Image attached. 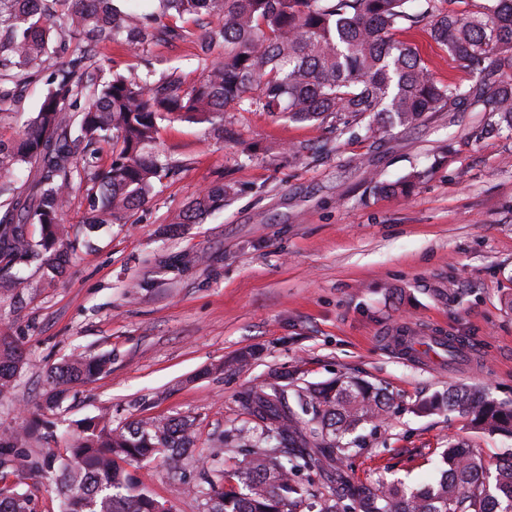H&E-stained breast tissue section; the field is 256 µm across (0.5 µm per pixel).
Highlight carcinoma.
<instances>
[{
    "label": "carcinoma",
    "mask_w": 512,
    "mask_h": 512,
    "mask_svg": "<svg viewBox=\"0 0 512 512\" xmlns=\"http://www.w3.org/2000/svg\"><path fill=\"white\" fill-rule=\"evenodd\" d=\"M0 0V104L20 101L22 88L57 52L60 68L20 137L0 142V176L36 168L25 195L0 181L9 200L0 217V291L20 299V271L38 262L59 274L72 248L62 224L75 177L91 183V208L84 224L92 232L116 224L140 206L176 165L156 149L160 123L175 117L224 130V112H286L297 122L336 119L342 129L364 123L365 137L408 128L428 113L469 104L496 117L479 131L489 138L512 132V0H483L476 11L451 8L457 0H155L144 12L139 0L123 10L110 0ZM171 24L156 27L157 18ZM429 25L433 41L461 61L471 84L434 79L412 45L393 32ZM206 25L200 50L220 49V60L188 85L173 72L158 81L150 75L113 74L98 81L88 62L97 44L122 41L133 50L170 42L188 33V24ZM85 153L74 161L73 146ZM107 144L111 163L97 164ZM424 177L412 171L379 193L406 192ZM231 185L216 184L184 213L191 223L224 198ZM39 226L33 239L28 225ZM23 361L13 337L0 335V393L8 390ZM105 357H73L51 368L43 408L54 411L70 387L102 373ZM241 402L251 424L224 436L233 453L229 479L202 473L188 491L203 498L204 512H512V452L495 463L486 484L485 460L458 443L441 452L446 469L433 485L407 490L394 483L359 484L347 471L360 449L354 432L390 412L392 398L353 378L291 387L278 382L246 390ZM430 412L460 410L487 435L512 437V407L471 389L434 396ZM196 440L188 417L112 426L106 415L76 422L66 452L32 455L15 437L0 436V512H38L34 495L21 488L26 472H38L59 491L60 512H167L164 503L140 488L128 469L159 452L173 473L183 470ZM318 475L317 485L311 475Z\"/></svg>",
    "instance_id": "1"
}]
</instances>
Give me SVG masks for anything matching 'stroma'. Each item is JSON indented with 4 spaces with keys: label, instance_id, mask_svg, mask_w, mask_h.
<instances>
[{
    "label": "stroma",
    "instance_id": "stroma-1",
    "mask_svg": "<svg viewBox=\"0 0 512 512\" xmlns=\"http://www.w3.org/2000/svg\"><path fill=\"white\" fill-rule=\"evenodd\" d=\"M199 37L194 27L138 51L103 43L101 77L175 70L193 82L206 65ZM395 37L418 49L437 80L468 83L426 26ZM45 90L33 81L21 103L0 107V141L17 139ZM486 118L465 105L378 140L357 129L337 134L331 119L233 108L220 132L187 119L162 123L158 148L178 173L126 223L101 225L92 247L76 246L54 281L32 265L22 302L0 297V334L23 350L0 395V434L24 435L34 454L61 453L75 421L102 412L116 426L194 419L196 448L182 473L159 456L132 469L172 512H200L187 488L204 466L229 467L217 440L244 423L241 393L285 372L301 387L348 377L392 396L389 416L361 431L354 480L426 482L451 439L499 458L512 438L476 432L456 410L420 409L459 387L512 403V133L476 138ZM414 170L424 177L408 193H374L375 183ZM216 182L234 195L199 223L180 224ZM419 332L463 339L469 362L428 367L381 344ZM247 351L252 359L238 367ZM76 354L111 364L42 413L48 370Z\"/></svg>",
    "mask_w": 512,
    "mask_h": 512
}]
</instances>
